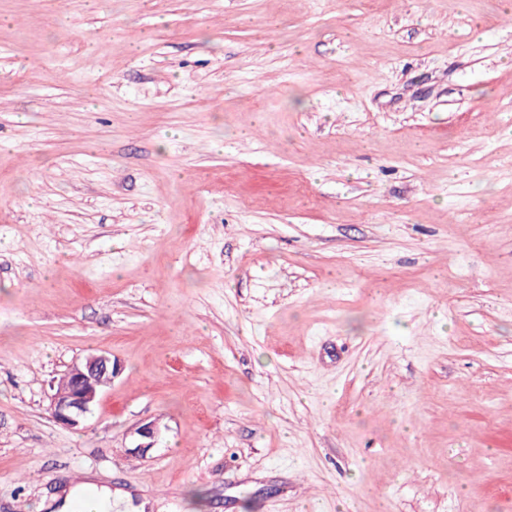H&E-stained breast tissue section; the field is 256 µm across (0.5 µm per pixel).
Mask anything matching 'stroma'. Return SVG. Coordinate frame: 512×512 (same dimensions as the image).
<instances>
[{
  "instance_id": "35a3bbf8",
  "label": "stroma",
  "mask_w": 512,
  "mask_h": 512,
  "mask_svg": "<svg viewBox=\"0 0 512 512\" xmlns=\"http://www.w3.org/2000/svg\"><path fill=\"white\" fill-rule=\"evenodd\" d=\"M85 469L512 512V0H0V512ZM121 370V364L112 360L107 352L92 355L73 364L67 372L73 382L72 391L68 394L63 391L71 388V381L65 375L58 384V390L50 398L51 417L63 426L78 427L101 393L100 378L106 376L110 384ZM106 377L103 378V383H106Z\"/></svg>"
}]
</instances>
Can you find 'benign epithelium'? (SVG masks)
Listing matches in <instances>:
<instances>
[{"mask_svg":"<svg viewBox=\"0 0 512 512\" xmlns=\"http://www.w3.org/2000/svg\"><path fill=\"white\" fill-rule=\"evenodd\" d=\"M121 370V364L112 360L107 352L92 355L73 364L68 371L73 382L72 391L66 393L58 389L51 396L49 405L51 417L69 428L79 426L101 393L100 378L105 376L111 382ZM136 434L140 442L133 452L143 455L154 447L160 429L157 423L149 422L139 426Z\"/></svg>","mask_w":512,"mask_h":512,"instance_id":"obj_1","label":"benign epithelium"}]
</instances>
